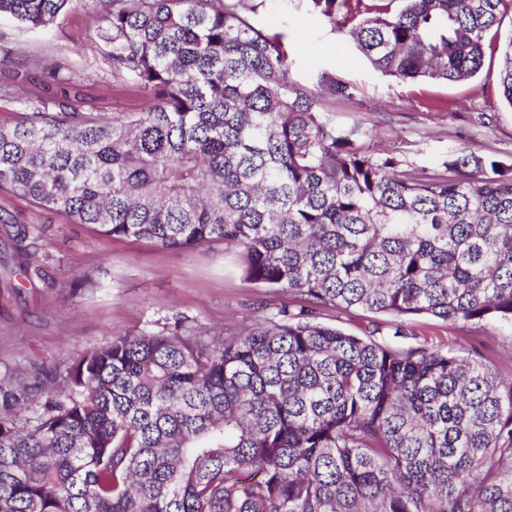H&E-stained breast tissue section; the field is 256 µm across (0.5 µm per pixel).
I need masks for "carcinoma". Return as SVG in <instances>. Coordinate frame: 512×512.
Instances as JSON below:
<instances>
[{"label": "carcinoma", "mask_w": 512, "mask_h": 512, "mask_svg": "<svg viewBox=\"0 0 512 512\" xmlns=\"http://www.w3.org/2000/svg\"><path fill=\"white\" fill-rule=\"evenodd\" d=\"M265 0H0L28 29L85 4L112 79L96 115L38 97L0 125V190L103 237L238 248L298 297L236 332L114 334L59 374L0 379V512H512V380L491 360L380 342L403 321L512 322V166L364 147L291 80ZM378 71L467 81L512 0H305ZM397 7H392L393 3ZM26 52L0 33V58ZM501 96L512 107V34ZM393 318L360 337L318 321Z\"/></svg>", "instance_id": "cac0c4a2"}]
</instances>
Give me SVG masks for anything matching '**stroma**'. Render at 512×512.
Instances as JSON below:
<instances>
[{"mask_svg": "<svg viewBox=\"0 0 512 512\" xmlns=\"http://www.w3.org/2000/svg\"><path fill=\"white\" fill-rule=\"evenodd\" d=\"M252 22L287 33L294 81L310 86L324 74L351 86V97H325L324 107L339 123L361 127L367 146L426 168L461 146L512 165V107L499 96L500 54L486 56L482 70L461 83L399 81L374 69L345 33L309 11L304 0H266ZM0 31L43 65L64 66L74 89L92 95L96 111L108 115L143 107L137 91L114 85L88 10L72 9L60 23L38 30L2 17ZM43 93L40 82L1 67L0 123H12L21 100ZM0 211L13 218L0 223V378H22L41 367L65 369L113 333L159 331L180 319L187 328L221 333L237 327L259 302L295 301L289 293L245 281L234 269V249L220 244L173 251L147 239L102 237L5 192ZM20 225L37 226L41 238L18 246ZM33 257L45 259L44 277L25 274ZM405 329L401 345L478 353L496 361L502 377L512 376L510 323L447 325L416 318Z\"/></svg>", "mask_w": 512, "mask_h": 512, "instance_id": "obj_1", "label": "stroma"}]
</instances>
